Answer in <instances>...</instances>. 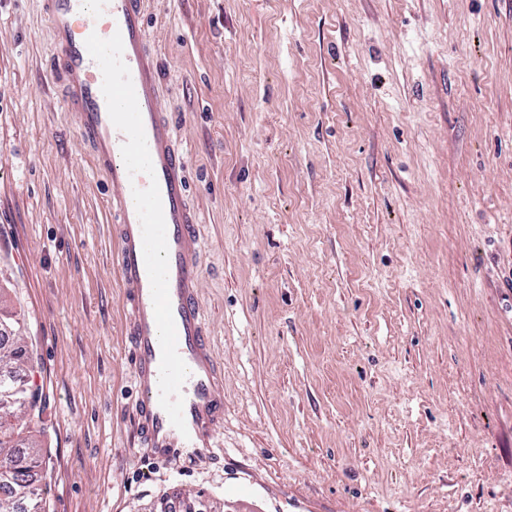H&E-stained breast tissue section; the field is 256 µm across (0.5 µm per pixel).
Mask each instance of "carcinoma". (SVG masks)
I'll return each mask as SVG.
<instances>
[{"mask_svg": "<svg viewBox=\"0 0 512 512\" xmlns=\"http://www.w3.org/2000/svg\"><path fill=\"white\" fill-rule=\"evenodd\" d=\"M6 327L7 323L0 321V394L11 393L14 403L6 410L0 407V512H44L35 479L42 449L34 440L19 446V438L29 429L26 413H40L42 397L23 377L19 320H14L12 335H3Z\"/></svg>", "mask_w": 512, "mask_h": 512, "instance_id": "cac0c4a2", "label": "carcinoma"}]
</instances>
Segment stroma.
<instances>
[{"mask_svg":"<svg viewBox=\"0 0 512 512\" xmlns=\"http://www.w3.org/2000/svg\"><path fill=\"white\" fill-rule=\"evenodd\" d=\"M202 216L216 453L134 416L111 193L0 0V302L46 512H512V0H144Z\"/></svg>","mask_w":512,"mask_h":512,"instance_id":"35a3bbf8","label":"stroma"}]
</instances>
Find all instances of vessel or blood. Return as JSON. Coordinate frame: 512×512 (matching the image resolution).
<instances>
[{
  "label": "vessel or blood",
  "instance_id": "b4317fda",
  "mask_svg": "<svg viewBox=\"0 0 512 512\" xmlns=\"http://www.w3.org/2000/svg\"><path fill=\"white\" fill-rule=\"evenodd\" d=\"M50 74L112 188L114 261L127 294L135 414L144 446L203 456L224 420V385L200 303V215L175 117L158 104L142 0H43Z\"/></svg>",
  "mask_w": 512,
  "mask_h": 512
}]
</instances>
